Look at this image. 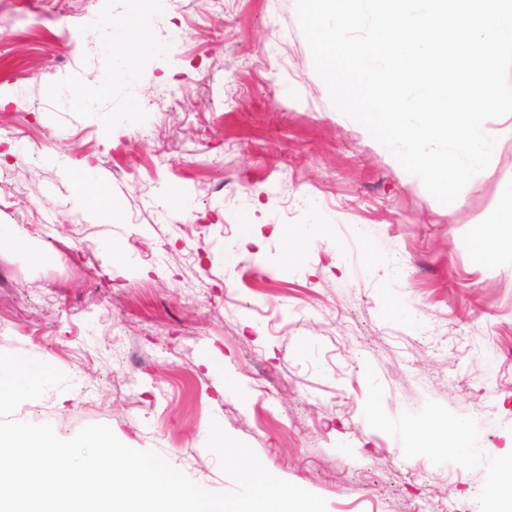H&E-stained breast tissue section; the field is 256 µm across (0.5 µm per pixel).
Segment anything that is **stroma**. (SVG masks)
Wrapping results in <instances>:
<instances>
[{
	"label": "stroma",
	"instance_id": "1",
	"mask_svg": "<svg viewBox=\"0 0 512 512\" xmlns=\"http://www.w3.org/2000/svg\"><path fill=\"white\" fill-rule=\"evenodd\" d=\"M175 7L181 40L152 29L126 84L94 45L126 0H0V225L22 236L0 242V353L68 377L14 419L108 425L219 493L215 421L327 512H485L512 455V266L471 242L512 137L440 204L332 105L296 0ZM441 417L478 454L433 432L409 454ZM435 424L448 440V444L456 447L462 456H470L479 452V448L475 444L474 432L468 424L461 422Z\"/></svg>",
	"mask_w": 512,
	"mask_h": 512
}]
</instances>
